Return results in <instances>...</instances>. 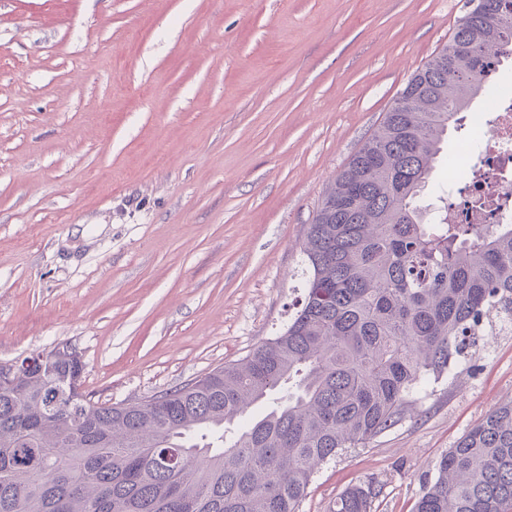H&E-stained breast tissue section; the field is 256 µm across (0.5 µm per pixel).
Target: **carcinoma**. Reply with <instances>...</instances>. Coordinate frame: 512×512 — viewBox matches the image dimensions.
Instances as JSON below:
<instances>
[{"mask_svg":"<svg viewBox=\"0 0 512 512\" xmlns=\"http://www.w3.org/2000/svg\"><path fill=\"white\" fill-rule=\"evenodd\" d=\"M430 57L327 187L299 244L288 323L245 357L144 402L80 391L75 358L0 385V512H300L316 468L398 425L418 384L448 374L501 310L512 324V223H448L425 190L450 127L512 58V0H466ZM69 386L71 404L46 403ZM256 403L266 410L225 425ZM359 484L330 512H372ZM415 512H512V400L445 453Z\"/></svg>","mask_w":512,"mask_h":512,"instance_id":"cac0c4a2","label":"carcinoma"}]
</instances>
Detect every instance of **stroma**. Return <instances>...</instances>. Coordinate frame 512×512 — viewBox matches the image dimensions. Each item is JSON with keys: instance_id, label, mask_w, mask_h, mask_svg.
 <instances>
[{"instance_id": "35a3bbf8", "label": "stroma", "mask_w": 512, "mask_h": 512, "mask_svg": "<svg viewBox=\"0 0 512 512\" xmlns=\"http://www.w3.org/2000/svg\"><path fill=\"white\" fill-rule=\"evenodd\" d=\"M466 0H0V361L62 345L93 400L145 401L273 338L325 188ZM320 466L414 512L512 399V330Z\"/></svg>"}]
</instances>
